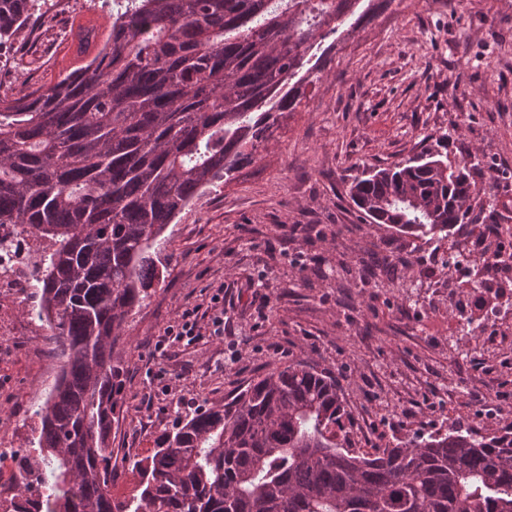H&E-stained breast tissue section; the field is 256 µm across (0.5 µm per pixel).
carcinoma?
I'll use <instances>...</instances> for the list:
<instances>
[{"label": "carcinoma", "instance_id": "1", "mask_svg": "<svg viewBox=\"0 0 512 512\" xmlns=\"http://www.w3.org/2000/svg\"><path fill=\"white\" fill-rule=\"evenodd\" d=\"M356 2L112 0L92 59L19 96L0 92V226L51 243L34 316L60 358L0 512H512V423L357 452L336 376L305 362L272 367L162 433L133 461L138 494L112 495L116 346L158 277L164 233L276 138L323 71L305 64ZM38 3L0 0V45ZM476 167L426 148L357 179L350 196L371 223L440 242L470 219ZM358 274L402 279L374 253Z\"/></svg>", "mask_w": 512, "mask_h": 512}]
</instances>
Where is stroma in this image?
I'll list each match as a JSON object with an SVG mask.
<instances>
[{
  "instance_id": "stroma-1",
  "label": "stroma",
  "mask_w": 512,
  "mask_h": 512,
  "mask_svg": "<svg viewBox=\"0 0 512 512\" xmlns=\"http://www.w3.org/2000/svg\"><path fill=\"white\" fill-rule=\"evenodd\" d=\"M365 22L329 36L322 77L278 136L233 180L196 198L168 239L142 307L127 318L112 423V489L136 494L134 459L178 416L223 403L267 368L304 361L331 370L346 399L344 425L363 451L453 424L483 430L489 397L512 422V347L480 340L448 364V241L431 246L370 223L348 190L448 138V157L484 154L477 186L512 229V0H389ZM36 25L0 45V85L54 81L90 60L112 25L101 0H42ZM378 251L416 260L420 309L396 285H364L360 260ZM224 294L231 319L160 357L155 343L190 311ZM269 297L262 307L261 297ZM36 288L0 290V448L29 446L58 373V353L29 310Z\"/></svg>"
}]
</instances>
